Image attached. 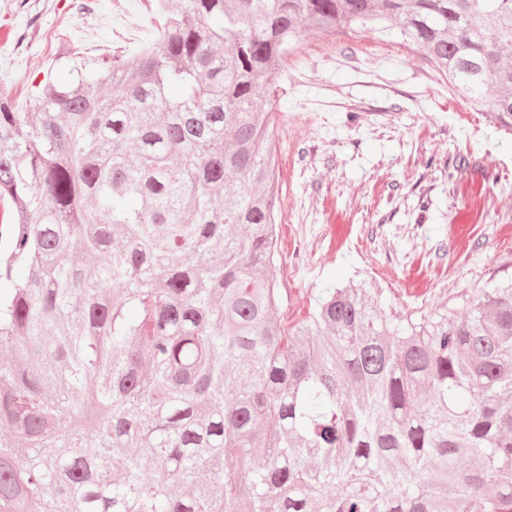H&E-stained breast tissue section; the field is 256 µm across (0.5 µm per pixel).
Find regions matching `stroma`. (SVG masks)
<instances>
[{
	"label": "stroma",
	"instance_id": "35a3bbf8",
	"mask_svg": "<svg viewBox=\"0 0 512 512\" xmlns=\"http://www.w3.org/2000/svg\"><path fill=\"white\" fill-rule=\"evenodd\" d=\"M148 0H0V93L66 75L59 42L132 59ZM278 279L289 318L327 287L382 291L404 316L512 279V134L452 92L414 45L367 28L306 36L275 81ZM469 166L449 179L458 157Z\"/></svg>",
	"mask_w": 512,
	"mask_h": 512
}]
</instances>
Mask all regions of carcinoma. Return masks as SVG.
<instances>
[{"mask_svg": "<svg viewBox=\"0 0 512 512\" xmlns=\"http://www.w3.org/2000/svg\"><path fill=\"white\" fill-rule=\"evenodd\" d=\"M154 2L133 62L0 94V512H512V282L288 322L273 96L382 24L511 130L512 0Z\"/></svg>", "mask_w": 512, "mask_h": 512, "instance_id": "obj_1", "label": "carcinoma"}]
</instances>
